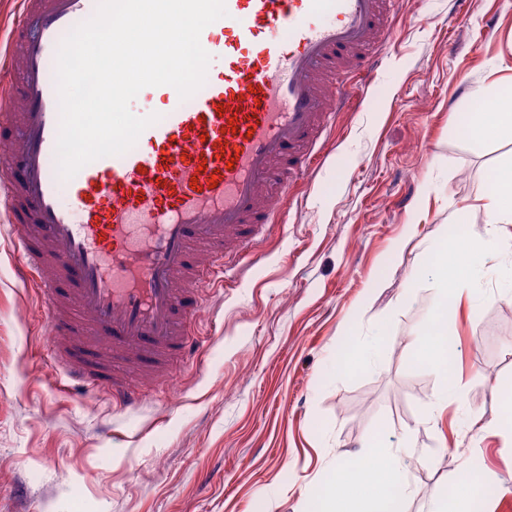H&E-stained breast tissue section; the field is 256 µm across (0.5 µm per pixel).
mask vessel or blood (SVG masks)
Returning a JSON list of instances; mask_svg holds the SVG:
<instances>
[{
  "instance_id": "vessel-or-blood-1",
  "label": "vessel or blood",
  "mask_w": 512,
  "mask_h": 512,
  "mask_svg": "<svg viewBox=\"0 0 512 512\" xmlns=\"http://www.w3.org/2000/svg\"><path fill=\"white\" fill-rule=\"evenodd\" d=\"M397 0H225L200 42L204 86H169L161 119L120 156L58 173L59 46L98 0H18L0 45V216L17 274L45 298L47 346L64 381L125 406L128 380L198 349L202 289L235 272L240 246L273 223L290 179L320 155L336 110L362 100L394 34ZM20 85H13V76Z\"/></svg>"
}]
</instances>
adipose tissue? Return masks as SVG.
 Masks as SVG:
<instances>
[{"label":"adipose tissue","mask_w":512,"mask_h":512,"mask_svg":"<svg viewBox=\"0 0 512 512\" xmlns=\"http://www.w3.org/2000/svg\"><path fill=\"white\" fill-rule=\"evenodd\" d=\"M468 131L481 141L512 142V96L484 91L473 94L468 114ZM488 223L512 224V163L496 171L493 188L484 205ZM500 240L489 237L472 249L436 245L433 267L436 273L435 299L425 335L414 337L413 345L434 352L440 369L449 361L448 292L476 295L475 283L486 252L499 249ZM409 487L391 451L381 448L373 436H365L354 459L340 458L325 481L320 512H399Z\"/></svg>","instance_id":"ef3b65f1"}]
</instances>
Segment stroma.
<instances>
[{
    "mask_svg": "<svg viewBox=\"0 0 512 512\" xmlns=\"http://www.w3.org/2000/svg\"><path fill=\"white\" fill-rule=\"evenodd\" d=\"M395 39L365 98L336 116L318 160L278 220L205 290L200 352L177 389L142 385L129 409L70 391L46 341L45 300L23 285L0 230V512H314L337 458L375 433L411 483L403 512H434L461 467L486 498L464 512H512V224L479 287L452 301L458 394L430 407L441 374L412 337L434 282L413 283L461 208L483 204L512 143L466 131L476 88L512 90V0H399ZM382 336L377 368L341 371L346 344Z\"/></svg>",
    "mask_w": 512,
    "mask_h": 512,
    "instance_id": "obj_1",
    "label": "stroma"
}]
</instances>
